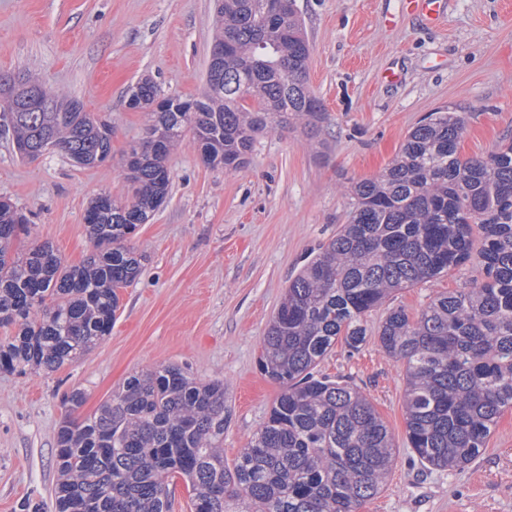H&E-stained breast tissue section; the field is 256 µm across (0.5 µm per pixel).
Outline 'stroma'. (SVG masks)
Instances as JSON below:
<instances>
[{"label": "stroma", "mask_w": 512, "mask_h": 512, "mask_svg": "<svg viewBox=\"0 0 512 512\" xmlns=\"http://www.w3.org/2000/svg\"><path fill=\"white\" fill-rule=\"evenodd\" d=\"M296 7L311 45L307 83L325 109L319 139L301 120L262 133L233 171L204 164L189 137L171 152L168 197L129 241L146 261L120 291L111 334L58 370L0 374V512H21L28 500L51 506L66 393L84 392L85 416L151 366L223 380L232 410L224 455L235 458L280 393L257 365L268 325L290 280L349 222L351 185L379 175L408 132L439 109L465 117L462 156L487 155L512 134V0H449L435 27L403 13L401 0ZM215 22L214 0H0V75L29 72L112 124L111 154L91 168L57 150L21 161L0 127V198L29 220L18 251L47 241L68 264L92 252L85 209L104 193L127 200V156L148 124L145 111L128 107L130 87L149 77L164 95L199 94ZM390 70L398 83L386 81ZM475 274L469 264L437 285L394 293L365 316L358 352L339 342L319 365L370 398L397 446L384 489L360 512H512V409L464 470L410 463L405 370L377 336L388 308L418 314Z\"/></svg>", "instance_id": "obj_1"}]
</instances>
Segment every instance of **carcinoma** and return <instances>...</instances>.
<instances>
[{"instance_id": "1", "label": "carcinoma", "mask_w": 512, "mask_h": 512, "mask_svg": "<svg viewBox=\"0 0 512 512\" xmlns=\"http://www.w3.org/2000/svg\"><path fill=\"white\" fill-rule=\"evenodd\" d=\"M265 0H216L224 61L205 89L166 98L140 79L128 106L153 119L126 162L130 199L100 194L84 214L94 251L67 265L47 241L13 246L26 217L0 200V371H55L112 332L120 289L145 256L127 241L165 202L170 149L191 134L202 161L242 166L256 137L324 109L307 85L310 45L295 0L272 17ZM3 117L19 155L59 150L77 166L106 161L111 124L76 99L24 76L0 79ZM465 118L437 110L414 127L378 176L352 186L350 223L289 284L262 342L261 374L281 391L247 446L224 459L231 412L224 382L181 367L127 377L97 410L67 394L56 432L53 512H171V486L191 512H359L384 487L395 448L388 426L355 385L316 371L338 340L349 352L362 318L399 290L475 263L467 288L436 294L418 316L388 310L382 351L405 366L406 442L427 469H464L512 408V137L483 157L461 156Z\"/></svg>"}]
</instances>
